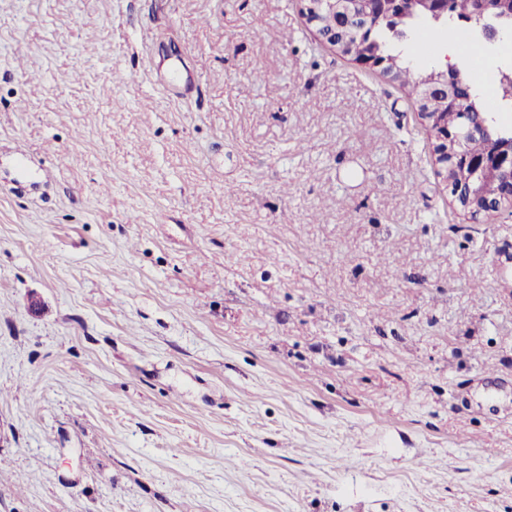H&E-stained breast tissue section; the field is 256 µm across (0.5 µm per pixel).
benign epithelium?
<instances>
[{
    "mask_svg": "<svg viewBox=\"0 0 512 512\" xmlns=\"http://www.w3.org/2000/svg\"><path fill=\"white\" fill-rule=\"evenodd\" d=\"M331 17L337 18V27L331 28L323 39L330 45L343 48L348 42L349 30L362 28L375 15L389 21L400 20L407 14L419 11L432 17H440L448 12L447 0H327ZM474 13L484 16L490 8L504 15H512V0H474ZM323 13V5L319 0H304L303 14L317 31H322L323 23L318 15ZM459 78L453 83L439 86L428 82L420 94L423 106L421 117L433 144L438 163L442 164V176L452 171L460 177L463 173L476 170L488 178L504 176L512 179V145L491 146L480 156L473 157L463 152L451 150L449 146L456 144L457 132L448 127V113L441 112L437 105L448 99V92L458 85Z\"/></svg>",
    "mask_w": 512,
    "mask_h": 512,
    "instance_id": "benign-epithelium-1",
    "label": "benign epithelium"
}]
</instances>
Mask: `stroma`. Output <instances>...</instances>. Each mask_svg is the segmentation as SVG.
<instances>
[{"label":"stroma","mask_w":512,"mask_h":512,"mask_svg":"<svg viewBox=\"0 0 512 512\" xmlns=\"http://www.w3.org/2000/svg\"><path fill=\"white\" fill-rule=\"evenodd\" d=\"M0 512H512V209L300 0H0ZM471 186L477 189L476 205L486 211H495L499 209L503 203L499 202L495 206H491L489 202L506 201L508 196L511 195V184L503 179H480L479 176H474L470 180ZM487 202V203H486ZM512 198L509 196V204L511 205Z\"/></svg>","instance_id":"35a3bbf8"}]
</instances>
